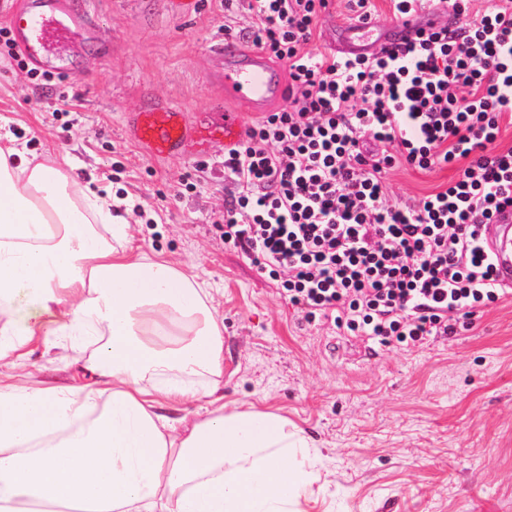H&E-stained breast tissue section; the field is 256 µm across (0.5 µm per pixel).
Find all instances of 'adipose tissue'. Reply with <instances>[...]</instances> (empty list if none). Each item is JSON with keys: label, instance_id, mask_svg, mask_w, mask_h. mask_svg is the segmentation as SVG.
<instances>
[{"label": "adipose tissue", "instance_id": "1", "mask_svg": "<svg viewBox=\"0 0 512 512\" xmlns=\"http://www.w3.org/2000/svg\"><path fill=\"white\" fill-rule=\"evenodd\" d=\"M0 116V512H297L301 429L226 408L209 288L126 246L70 161L27 158ZM106 225L98 231L96 222ZM87 351L78 383L22 378L31 345ZM193 402V420L162 414Z\"/></svg>", "mask_w": 512, "mask_h": 512}]
</instances>
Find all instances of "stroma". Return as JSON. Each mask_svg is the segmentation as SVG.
Wrapping results in <instances>:
<instances>
[{
    "instance_id": "35a3bbf8",
    "label": "stroma",
    "mask_w": 512,
    "mask_h": 512,
    "mask_svg": "<svg viewBox=\"0 0 512 512\" xmlns=\"http://www.w3.org/2000/svg\"><path fill=\"white\" fill-rule=\"evenodd\" d=\"M89 29L57 46L52 84L0 54V114L29 155L54 141L71 176L120 199L133 247L213 284L224 317L227 405L270 409L321 456L301 512H512V301L448 342L371 351L294 315L256 267L216 234L224 140L204 157L158 159L129 133L160 103L192 123L224 106V43L243 10L201 0H72Z\"/></svg>"
}]
</instances>
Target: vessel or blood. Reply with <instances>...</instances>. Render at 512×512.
<instances>
[{"instance_id": "1", "label": "vessel or blood", "mask_w": 512, "mask_h": 512, "mask_svg": "<svg viewBox=\"0 0 512 512\" xmlns=\"http://www.w3.org/2000/svg\"><path fill=\"white\" fill-rule=\"evenodd\" d=\"M84 17L71 0H28L25 12L15 16L10 29L15 44L32 69L56 75L50 55L53 39L84 28ZM414 23L397 25L383 32L374 23H344L336 28V46L347 56L394 47L413 40ZM288 97L280 71L263 55L228 42L224 45V98L229 105L207 124L192 126L188 113L171 107H150L134 113L132 136L146 152L164 157L185 150L201 156L214 134H221L225 147L241 138L244 111L261 113ZM484 239L491 253L498 282L512 288V207L486 225Z\"/></svg>"}]
</instances>
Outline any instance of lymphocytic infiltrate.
<instances>
[{"mask_svg": "<svg viewBox=\"0 0 512 512\" xmlns=\"http://www.w3.org/2000/svg\"><path fill=\"white\" fill-rule=\"evenodd\" d=\"M332 2L245 0L237 37L285 67L288 104L225 152L216 231L299 320L410 351L512 296L480 235L512 204V0H448L455 26L355 59L309 49ZM398 168L455 175L398 200Z\"/></svg>", "mask_w": 512, "mask_h": 512, "instance_id": "f902f5d3", "label": "lymphocytic infiltrate"}]
</instances>
